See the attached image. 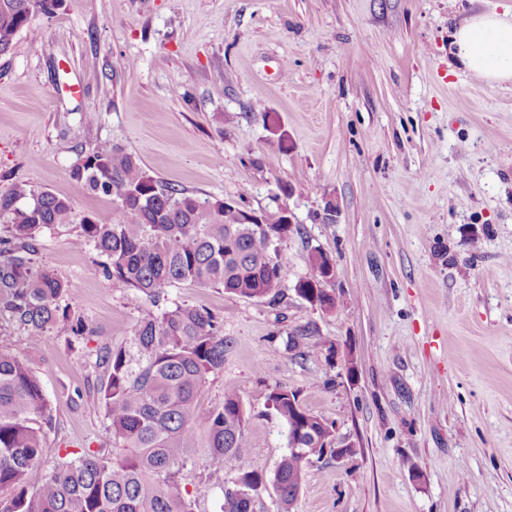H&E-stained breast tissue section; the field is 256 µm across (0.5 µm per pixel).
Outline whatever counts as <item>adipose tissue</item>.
Segmentation results:
<instances>
[{
	"mask_svg": "<svg viewBox=\"0 0 512 512\" xmlns=\"http://www.w3.org/2000/svg\"><path fill=\"white\" fill-rule=\"evenodd\" d=\"M460 66L488 84L512 82V19L472 16L453 35Z\"/></svg>",
	"mask_w": 512,
	"mask_h": 512,
	"instance_id": "adipose-tissue-1",
	"label": "adipose tissue"
}]
</instances>
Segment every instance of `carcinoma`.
Wrapping results in <instances>:
<instances>
[{
	"mask_svg": "<svg viewBox=\"0 0 512 512\" xmlns=\"http://www.w3.org/2000/svg\"><path fill=\"white\" fill-rule=\"evenodd\" d=\"M59 3L0 0V55L31 30L35 15L51 14ZM72 177L112 198V223L100 224L70 198L26 181L0 190V315L30 329V346L60 323L75 336L84 333L60 306L67 284L32 259L42 231L54 226L75 229L76 247L97 250L106 277L138 296L157 298L166 288L193 283L240 298L281 297L288 266L279 243L291 232L281 212L262 214L274 225L270 234L243 224L240 206L179 189L110 143L79 157ZM327 277L320 252L310 256L308 276L296 287L322 299ZM311 347L304 331L288 337V350L299 356ZM228 348L221 324L196 307L176 305L141 320L131 345L96 351L95 400L112 432V453L86 448L49 469L42 468L51 449L44 444L41 381L25 358L0 348V512H192L180 485L188 480L184 458L197 447L196 400L207 376L224 370ZM267 401L285 424L299 420L315 434L306 444L308 458L289 453L273 474L281 512H292L305 468L334 452L335 431L331 423L321 428L320 416L306 408L296 411L286 390L271 391ZM245 425L239 396L225 391L207 420L205 460L212 472L250 455ZM265 478L257 465L244 472L224 490V512H255L251 491Z\"/></svg>",
	"mask_w": 512,
	"mask_h": 512,
	"instance_id": "1",
	"label": "carcinoma"
}]
</instances>
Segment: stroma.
<instances>
[{
  "mask_svg": "<svg viewBox=\"0 0 512 512\" xmlns=\"http://www.w3.org/2000/svg\"><path fill=\"white\" fill-rule=\"evenodd\" d=\"M483 12L512 0H61L34 17L0 56V190L24 180L111 223V199L71 175L111 143L199 198L294 220L275 302L197 284L136 299L94 248L44 230L37 260L85 333L33 348L2 315L0 348L44 386L47 447L111 448L96 350L185 304L230 341L197 400L193 512L287 454L275 388L354 449L308 466L294 512H512V85L453 62L455 29ZM314 248L336 272L329 313L295 291ZM300 329L317 346L296 358ZM228 389L251 454L214 473L204 426Z\"/></svg>",
  "mask_w": 512,
  "mask_h": 512,
  "instance_id": "obj_1",
  "label": "stroma"
}]
</instances>
